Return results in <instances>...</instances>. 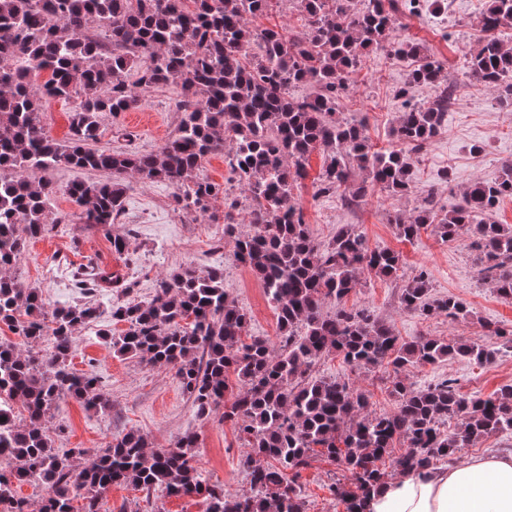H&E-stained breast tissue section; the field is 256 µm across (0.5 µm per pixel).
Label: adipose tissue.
Here are the masks:
<instances>
[{"mask_svg": "<svg viewBox=\"0 0 512 512\" xmlns=\"http://www.w3.org/2000/svg\"><path fill=\"white\" fill-rule=\"evenodd\" d=\"M370 512H512V454L468 457L404 473L369 503Z\"/></svg>", "mask_w": 512, "mask_h": 512, "instance_id": "1", "label": "adipose tissue"}]
</instances>
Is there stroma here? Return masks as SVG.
<instances>
[{
  "mask_svg": "<svg viewBox=\"0 0 512 512\" xmlns=\"http://www.w3.org/2000/svg\"><path fill=\"white\" fill-rule=\"evenodd\" d=\"M447 2L444 10L426 5L418 12L404 10L398 16L402 38L428 46L442 62L443 79L450 93L442 128L411 156V193L393 199L376 187L352 207L344 206L336 195L316 194L314 183L324 163L322 152L317 151L310 156L307 174L294 195L317 243H329L339 225L355 224L371 247L387 248L402 257L400 279L383 280L361 274L359 286L346 299L347 306L371 310L408 341L422 336L483 339L500 350L494 361L483 365L454 359L413 369L406 375L407 382L423 386L451 378L462 394L486 398L503 386L512 385V349L504 347L501 338L485 334L489 324L512 328V302L500 299L481 279L471 234L444 243L427 228L414 240L406 241L387 221L392 210L410 212L416 202L429 194L438 208L451 209L472 180L494 181L504 165L512 162V111L500 109L492 91L474 84L462 71L465 52L475 49L481 36L477 15L482 0ZM251 25L259 30L284 27L296 37L306 30V21L293 0H274L266 13L252 19ZM410 71L407 58L385 50L370 53L353 75L350 93L340 101L342 112L362 119L374 145L381 147L390 141V131L404 109L399 91ZM181 98L180 86L172 84L140 91L131 111L102 116L99 145L142 153L158 151L177 133ZM119 128L128 132V139L115 138L114 132ZM476 144L482 145L481 153L473 152ZM199 175L226 189L227 197L238 199L237 230L249 231L248 203L241 200L223 154L208 156ZM47 177L53 186L50 210L59 222L43 236L26 241L12 274L23 287L37 289L48 308L95 302L100 316L76 330L70 367L78 373L95 371L109 403L106 411L96 412L70 397L58 401L49 414V422L64 424L66 431L55 438V447L85 448L94 453L113 438L136 431L147 438L151 449L159 450L172 447L183 434L193 432L198 436L197 465L206 482L223 486L229 493L247 491L249 477L239 465L242 449L234 425L223 418V407L214 408L209 417H198L174 370L116 357L99 336L106 324L116 333L123 329L122 324L112 323V307L150 301L161 279L187 266L201 273L220 267L230 299L248 315L249 335L266 338L272 348H279L276 316L262 282L233 260L234 242L225 236L222 220L225 197L212 199L208 214L188 215L177 208L175 187L128 175L123 179V213L106 236L78 224L80 208L68 194L69 185L99 180V173L61 165L48 172ZM116 236L125 240L124 252L113 249L112 239ZM89 264L118 270L134 281L133 290L126 293L115 288L86 293L77 287L72 274ZM422 269L429 273L432 297L453 295L463 300L470 310L467 318H424L403 307L399 290L403 282ZM317 373L322 377L351 378L355 387L368 395L370 412L390 413L396 407L389 393L395 376L392 368L358 373L332 353L321 360ZM342 476L340 467L323 457L303 471L300 486L307 512H344L329 491ZM204 509L199 497H148L126 486L112 487L102 500V512Z\"/></svg>",
  "mask_w": 512,
  "mask_h": 512,
  "instance_id": "obj_1",
  "label": "stroma"
}]
</instances>
